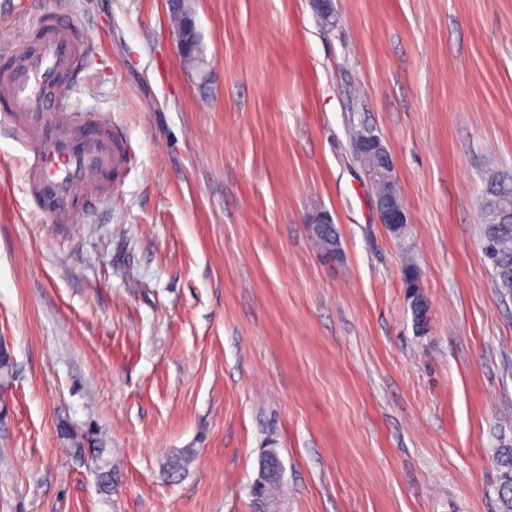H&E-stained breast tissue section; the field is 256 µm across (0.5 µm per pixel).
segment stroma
<instances>
[{
    "mask_svg": "<svg viewBox=\"0 0 512 512\" xmlns=\"http://www.w3.org/2000/svg\"><path fill=\"white\" fill-rule=\"evenodd\" d=\"M187 2L199 73L172 0H0L18 49L41 17L74 21L72 96L130 152L59 226L0 134V512H497L512 297L478 225L485 177L512 170V0H334L327 24L311 0ZM365 129L404 237L378 218ZM318 210L342 262L312 244ZM270 448L282 485L257 499ZM183 2L184 1L177 2V9H175L174 12L172 11V19L175 23V26H178L182 22L184 13L191 14V16H189L184 21L180 29L177 30V46L180 54L183 53L185 48L189 45V42L192 40L196 28V21L191 13V10ZM357 149L362 159L372 161L367 169L369 181L374 179L383 187L375 197L381 224L396 230L404 229L409 224V217L400 200L391 156L381 139L370 131L358 137Z\"/></svg>",
    "mask_w": 512,
    "mask_h": 512,
    "instance_id": "stroma-1",
    "label": "stroma"
}]
</instances>
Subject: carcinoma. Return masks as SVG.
I'll list each match as a JSON object with an SVG mask.
<instances>
[{
	"mask_svg": "<svg viewBox=\"0 0 512 512\" xmlns=\"http://www.w3.org/2000/svg\"><path fill=\"white\" fill-rule=\"evenodd\" d=\"M480 245L493 270L496 288L503 296L512 295V174L499 171L485 180L482 191ZM193 451L172 455L166 464L174 474L190 462ZM499 512H512V443L494 451Z\"/></svg>",
	"mask_w": 512,
	"mask_h": 512,
	"instance_id": "cac0c4a2",
	"label": "carcinoma"
}]
</instances>
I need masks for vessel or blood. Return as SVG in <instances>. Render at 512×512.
I'll return each instance as SVG.
<instances>
[{"instance_id": "b4317fda", "label": "vessel or blood", "mask_w": 512, "mask_h": 512, "mask_svg": "<svg viewBox=\"0 0 512 512\" xmlns=\"http://www.w3.org/2000/svg\"><path fill=\"white\" fill-rule=\"evenodd\" d=\"M87 56L74 24L56 14L43 19L28 49L0 51V122L23 152L32 210L59 225L97 208L130 163L111 122L83 116L71 98Z\"/></svg>"}]
</instances>
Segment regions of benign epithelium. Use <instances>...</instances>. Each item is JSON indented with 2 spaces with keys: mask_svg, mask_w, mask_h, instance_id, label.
I'll use <instances>...</instances> for the list:
<instances>
[{
  "mask_svg": "<svg viewBox=\"0 0 512 512\" xmlns=\"http://www.w3.org/2000/svg\"><path fill=\"white\" fill-rule=\"evenodd\" d=\"M195 28L196 21L194 17L190 16L177 30L179 52L185 51L193 38ZM357 149L361 158L372 161L371 166L367 169L369 178L377 181L383 187V191L376 196V208L380 223L396 230L405 228L409 224L408 213L400 200L392 158L383 146L381 139L368 131L358 137Z\"/></svg>",
  "mask_w": 512,
  "mask_h": 512,
  "instance_id": "obj_1",
  "label": "benign epithelium"
}]
</instances>
